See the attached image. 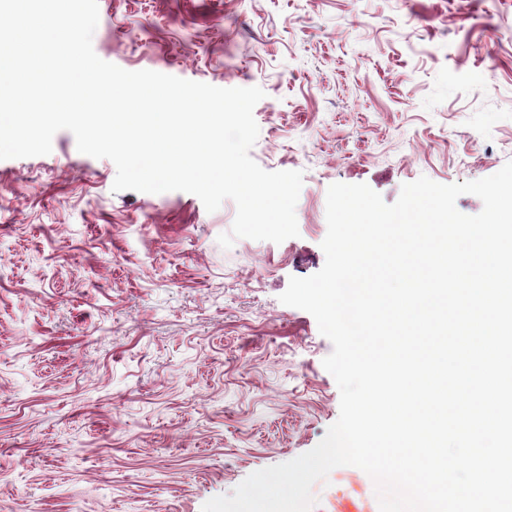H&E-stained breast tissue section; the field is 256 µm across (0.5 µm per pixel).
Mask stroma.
I'll return each instance as SVG.
<instances>
[{
	"instance_id": "1",
	"label": "stroma",
	"mask_w": 512,
	"mask_h": 512,
	"mask_svg": "<svg viewBox=\"0 0 512 512\" xmlns=\"http://www.w3.org/2000/svg\"><path fill=\"white\" fill-rule=\"evenodd\" d=\"M95 53L263 89L250 155L299 170V235L222 248L233 201L113 191L55 134L0 160V512H202L313 449L340 413L314 317L326 193L490 176L512 160V0H98ZM313 512H379L342 466Z\"/></svg>"
}]
</instances>
